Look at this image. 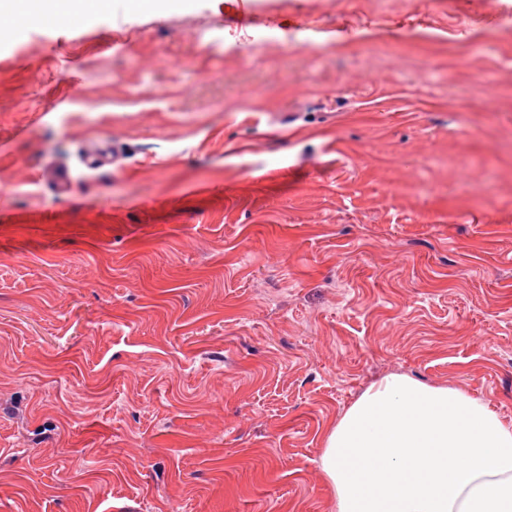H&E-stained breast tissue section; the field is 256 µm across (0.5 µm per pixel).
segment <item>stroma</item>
<instances>
[{
	"instance_id": "obj_1",
	"label": "stroma",
	"mask_w": 512,
	"mask_h": 512,
	"mask_svg": "<svg viewBox=\"0 0 512 512\" xmlns=\"http://www.w3.org/2000/svg\"><path fill=\"white\" fill-rule=\"evenodd\" d=\"M125 3L0 33V512H336L390 373L512 424V0Z\"/></svg>"
}]
</instances>
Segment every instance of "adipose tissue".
Returning <instances> with one entry per match:
<instances>
[{
    "label": "adipose tissue",
    "mask_w": 512,
    "mask_h": 512,
    "mask_svg": "<svg viewBox=\"0 0 512 512\" xmlns=\"http://www.w3.org/2000/svg\"><path fill=\"white\" fill-rule=\"evenodd\" d=\"M105 0H0L13 31L79 23ZM321 468L337 512H512V426L488 402L391 373L328 429Z\"/></svg>",
    "instance_id": "obj_1"
}]
</instances>
